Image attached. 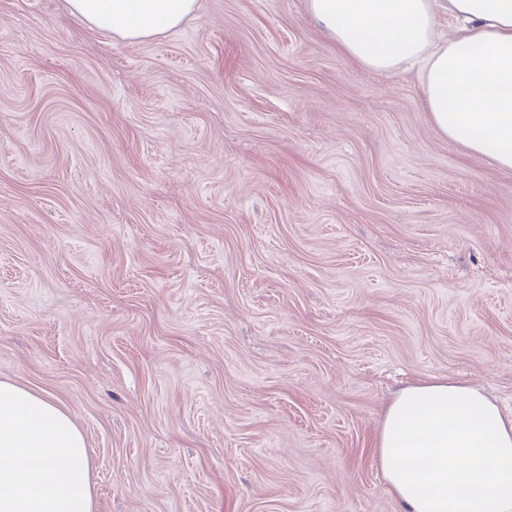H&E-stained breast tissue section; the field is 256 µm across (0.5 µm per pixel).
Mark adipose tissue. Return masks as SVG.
<instances>
[{
	"label": "adipose tissue",
	"instance_id": "1",
	"mask_svg": "<svg viewBox=\"0 0 512 512\" xmlns=\"http://www.w3.org/2000/svg\"><path fill=\"white\" fill-rule=\"evenodd\" d=\"M434 0H306L310 16L362 66L416 60L439 131L512 170V0H448L461 22L434 36ZM197 0H67L88 26L129 42L179 27ZM86 438L51 400L0 380V512H94ZM375 456L406 512H512V417L479 390L434 379L398 391Z\"/></svg>",
	"mask_w": 512,
	"mask_h": 512
}]
</instances>
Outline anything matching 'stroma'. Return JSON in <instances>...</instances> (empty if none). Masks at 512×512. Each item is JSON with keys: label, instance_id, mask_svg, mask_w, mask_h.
<instances>
[{"label": "stroma", "instance_id": "35a3bbf8", "mask_svg": "<svg viewBox=\"0 0 512 512\" xmlns=\"http://www.w3.org/2000/svg\"><path fill=\"white\" fill-rule=\"evenodd\" d=\"M436 377L512 414V170L305 0L128 42L0 0V379L82 429L95 512H405L375 458Z\"/></svg>", "mask_w": 512, "mask_h": 512}]
</instances>
